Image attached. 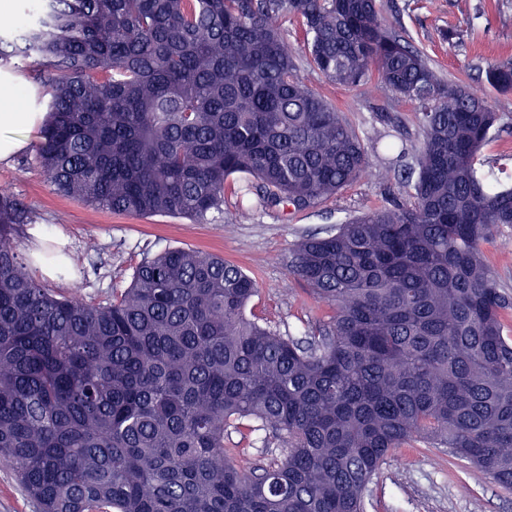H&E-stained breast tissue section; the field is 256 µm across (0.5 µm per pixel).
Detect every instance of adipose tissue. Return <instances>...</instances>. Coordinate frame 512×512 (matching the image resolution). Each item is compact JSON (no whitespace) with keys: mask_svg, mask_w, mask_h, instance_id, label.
<instances>
[{"mask_svg":"<svg viewBox=\"0 0 512 512\" xmlns=\"http://www.w3.org/2000/svg\"><path fill=\"white\" fill-rule=\"evenodd\" d=\"M43 113L31 111L22 77L0 74V162L25 146L19 131L42 123Z\"/></svg>","mask_w":512,"mask_h":512,"instance_id":"1","label":"adipose tissue"}]
</instances>
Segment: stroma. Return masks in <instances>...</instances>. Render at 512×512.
<instances>
[{
	"label": "stroma",
	"instance_id": "stroma-1",
	"mask_svg": "<svg viewBox=\"0 0 512 512\" xmlns=\"http://www.w3.org/2000/svg\"><path fill=\"white\" fill-rule=\"evenodd\" d=\"M392 20L443 70L448 83L483 96L510 128L493 136L481 157L493 163L512 153V93L498 92L485 79L488 65L512 60V0H397ZM452 38H444V31ZM311 85L339 104L355 131L367 139L371 166L333 204L295 210L290 206L257 211L247 224H232L236 197L210 223L155 215L135 217L101 211L59 194L36 160L39 128L24 134L26 146L0 163V187L30 207L34 223L62 236L74 267L71 281L83 284L86 300L98 303L126 288L135 266L169 247L223 255L260 284L250 308L282 335L301 337L308 324L322 319L324 308L309 299L290 277L289 247L304 234L343 223L363 206L385 205L396 191L394 167L382 148L386 137L419 144L417 108L391 92L362 88L347 92L323 76L309 73ZM388 112L395 120L380 119ZM466 462L448 449L419 443L396 449L370 482L366 512H512V492L488 476L473 480ZM0 512H39L19 482L13 464L0 459Z\"/></svg>",
	"mask_w": 512,
	"mask_h": 512
}]
</instances>
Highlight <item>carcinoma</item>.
<instances>
[{
	"instance_id": "1",
	"label": "carcinoma",
	"mask_w": 512,
	"mask_h": 512,
	"mask_svg": "<svg viewBox=\"0 0 512 512\" xmlns=\"http://www.w3.org/2000/svg\"><path fill=\"white\" fill-rule=\"evenodd\" d=\"M0 27V65L50 85L37 160L58 191L197 224L248 175L234 224L315 208L366 170L363 140L299 57L418 108L398 196L292 244L328 309L304 337L248 318L257 280L188 248L146 257L106 303L39 284L31 209L0 189V458L40 512H364L385 457L448 448L512 491V294L482 244L512 229V181L481 162L503 116L442 73L379 0H42ZM299 23L288 43L279 18ZM486 80L512 92V62ZM280 448L243 466L245 422Z\"/></svg>"
}]
</instances>
